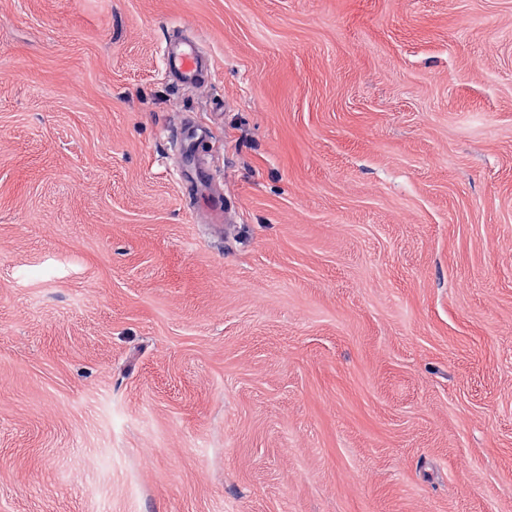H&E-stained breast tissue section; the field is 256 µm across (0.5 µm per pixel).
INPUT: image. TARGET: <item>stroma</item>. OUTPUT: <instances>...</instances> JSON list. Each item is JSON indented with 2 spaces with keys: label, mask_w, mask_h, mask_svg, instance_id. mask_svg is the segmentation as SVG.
Here are the masks:
<instances>
[{
  "label": "stroma",
  "mask_w": 512,
  "mask_h": 512,
  "mask_svg": "<svg viewBox=\"0 0 512 512\" xmlns=\"http://www.w3.org/2000/svg\"><path fill=\"white\" fill-rule=\"evenodd\" d=\"M0 512H512V0H0ZM164 60L169 72L185 85L201 88L210 82L209 68L192 44L181 39L170 41L165 48ZM185 184L187 185L188 197L194 200L196 207L207 215L211 224H222L224 222V196L222 194L214 195L201 193L192 188L193 182L187 176ZM190 183V186L188 183Z\"/></svg>",
  "instance_id": "1"
}]
</instances>
